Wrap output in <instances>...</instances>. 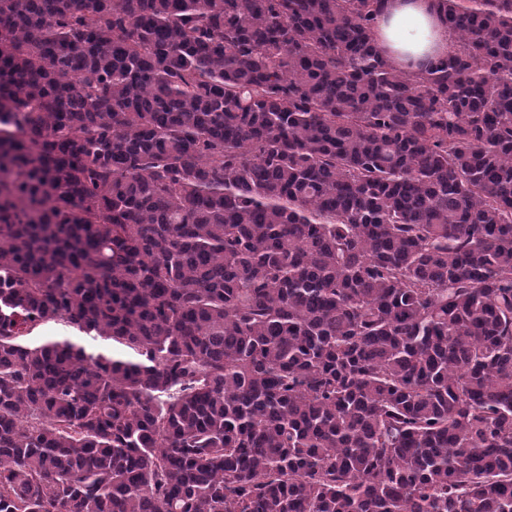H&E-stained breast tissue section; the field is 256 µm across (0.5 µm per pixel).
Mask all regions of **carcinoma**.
<instances>
[{
  "instance_id": "1",
  "label": "carcinoma",
  "mask_w": 512,
  "mask_h": 512,
  "mask_svg": "<svg viewBox=\"0 0 512 512\" xmlns=\"http://www.w3.org/2000/svg\"><path fill=\"white\" fill-rule=\"evenodd\" d=\"M382 2L0 0V512H512V0ZM375 38L392 65L409 70L446 53L454 40L434 0H385Z\"/></svg>"
}]
</instances>
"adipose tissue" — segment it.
Returning <instances> with one entry per match:
<instances>
[{
  "mask_svg": "<svg viewBox=\"0 0 512 512\" xmlns=\"http://www.w3.org/2000/svg\"><path fill=\"white\" fill-rule=\"evenodd\" d=\"M375 38L392 65L415 70L446 53L454 40L434 0H385Z\"/></svg>",
  "mask_w": 512,
  "mask_h": 512,
  "instance_id": "ef3b65f1",
  "label": "adipose tissue"
}]
</instances>
